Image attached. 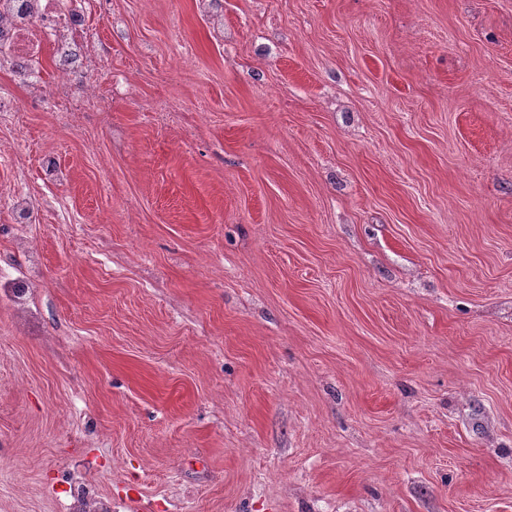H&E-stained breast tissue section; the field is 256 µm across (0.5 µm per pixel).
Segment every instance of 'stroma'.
<instances>
[{"label": "stroma", "instance_id": "obj_1", "mask_svg": "<svg viewBox=\"0 0 512 512\" xmlns=\"http://www.w3.org/2000/svg\"><path fill=\"white\" fill-rule=\"evenodd\" d=\"M208 10L101 0L125 95L0 115V512H512V0ZM69 512H112V501L99 498L92 484L83 474L70 484Z\"/></svg>", "mask_w": 512, "mask_h": 512}]
</instances>
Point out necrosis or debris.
<instances>
[{
	"mask_svg": "<svg viewBox=\"0 0 512 512\" xmlns=\"http://www.w3.org/2000/svg\"><path fill=\"white\" fill-rule=\"evenodd\" d=\"M92 0H0V63L26 89L27 103L0 92V112L24 105L74 120L97 107V84L106 74L89 25Z\"/></svg>",
	"mask_w": 512,
	"mask_h": 512,
	"instance_id": "1",
	"label": "necrosis or debris"
}]
</instances>
